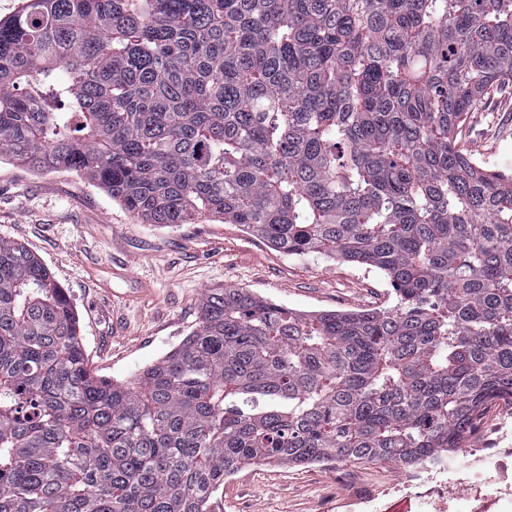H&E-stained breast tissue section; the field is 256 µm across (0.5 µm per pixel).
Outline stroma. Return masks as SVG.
<instances>
[{
	"mask_svg": "<svg viewBox=\"0 0 512 512\" xmlns=\"http://www.w3.org/2000/svg\"><path fill=\"white\" fill-rule=\"evenodd\" d=\"M461 145L489 168L512 172V83L468 112ZM0 238L22 245L70 295L89 366L128 381L165 356L199 323L209 289L239 288L304 313L390 306L376 269L325 255L288 256L239 224H145L83 175L33 170L0 159ZM127 266L131 276L116 275ZM512 429V403L490 407L470 448H490ZM403 468L391 462L271 463L225 479L213 512H337L351 494L381 493Z\"/></svg>",
	"mask_w": 512,
	"mask_h": 512,
	"instance_id": "stroma-1",
	"label": "stroma"
}]
</instances>
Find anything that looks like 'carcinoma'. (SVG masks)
Masks as SVG:
<instances>
[{"instance_id":"1","label":"carcinoma","mask_w":512,"mask_h":512,"mask_svg":"<svg viewBox=\"0 0 512 512\" xmlns=\"http://www.w3.org/2000/svg\"><path fill=\"white\" fill-rule=\"evenodd\" d=\"M512 82V0H22L0 19V155L146 224H241L390 280L297 313L208 290L134 379L0 239V512H213L238 470L463 447L512 401V174L458 147Z\"/></svg>"}]
</instances>
